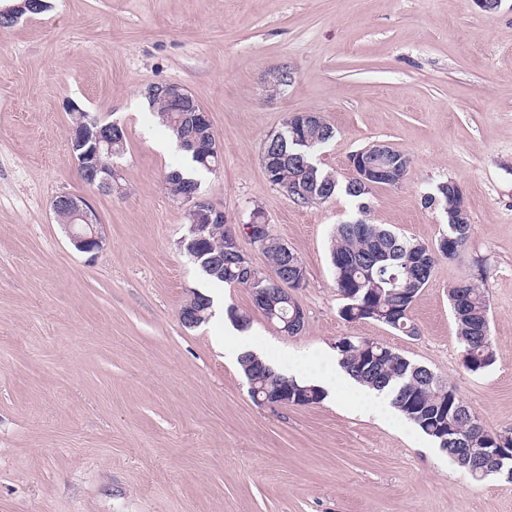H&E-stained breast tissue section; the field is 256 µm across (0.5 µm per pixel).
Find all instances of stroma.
<instances>
[{"label":"stroma","instance_id":"35a3bbf8","mask_svg":"<svg viewBox=\"0 0 512 512\" xmlns=\"http://www.w3.org/2000/svg\"><path fill=\"white\" fill-rule=\"evenodd\" d=\"M0 28V512H512V483L476 481L426 452L408 420L349 409L256 403L216 320L179 311L206 280L177 247L185 205L163 189L183 157L143 98L175 83L208 112L220 151L201 191L235 226L261 210L301 258L303 331L282 334L248 289L222 285L270 353L308 360L345 336L374 339L452 384L484 428L512 427V9L472 0H48ZM290 85L272 90L279 69ZM119 121L118 191L90 189L70 150V105ZM335 131L316 154L347 180L375 141L411 159L375 188L369 218L434 243L448 217L421 197L450 180L471 237L438 259L410 318L414 334L349 322L334 283L337 195L298 205L261 165L288 114ZM88 197L104 246L78 251L51 210ZM488 292L496 361H462L448 290Z\"/></svg>","mask_w":512,"mask_h":512}]
</instances>
